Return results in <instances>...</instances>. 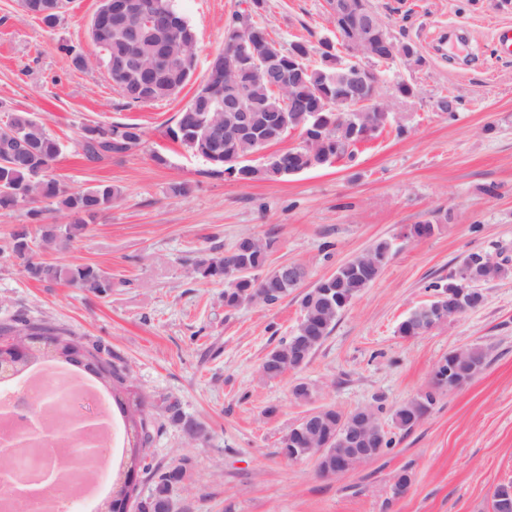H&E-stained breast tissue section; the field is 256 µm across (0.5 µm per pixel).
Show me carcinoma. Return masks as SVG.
Here are the masks:
<instances>
[{
    "label": "carcinoma",
    "instance_id": "carcinoma-1",
    "mask_svg": "<svg viewBox=\"0 0 512 512\" xmlns=\"http://www.w3.org/2000/svg\"><path fill=\"white\" fill-rule=\"evenodd\" d=\"M161 13L175 16V32L168 35L172 53L167 68L159 73L147 87L138 81L112 77L122 97L129 103H138L141 97L156 102L177 94L191 79L197 42L196 32L189 21L176 9L174 0H156ZM357 18L347 15L334 20L336 41H323L312 46L297 41L284 48L271 38L262 21L252 14L234 13L224 32V48L208 62V69H216L220 77L206 76L193 98L178 112L175 124L168 129L171 139L192 153L205 158L214 166L213 172L226 174L239 181L256 179L279 180L306 171L312 160L328 163L344 157H352L358 146L355 133L360 123L367 120L371 125L367 139L377 136L393 120L385 109L372 108L361 114L350 110L346 100H365L378 95L380 81L367 72L352 70L350 53L352 30ZM90 35L103 52L105 65L121 58L128 52L127 44L108 29L96 26L91 19ZM373 50L382 56L381 62L400 59L408 64L421 66L424 59L409 42L391 40L390 45L375 33H370ZM296 52L303 62L293 74V88L282 93L273 87L266 71V63L274 66L288 64L289 52ZM157 52L155 30L143 34L138 46L142 62L148 63ZM229 96L240 97L243 107L252 116L255 126L262 130L269 143H276L290 130L299 131L301 145L282 153L285 167L269 162L258 165L249 163V157L262 146L250 138L225 133L211 140L206 130L224 119V100ZM143 142V131L135 123L97 124L85 129L78 147L85 159L99 161L112 156H123L138 148ZM62 151L60 142L49 135L29 112H10L4 126H0V211L26 209V217L39 225L38 235L32 236L25 224H17L9 232L8 240L0 246V264L21 267L29 277L48 282L61 281L95 295H103L112 288L110 277L88 264H60L40 258L44 252H60L81 237L89 221L110 209L121 196V190L112 184H98L87 188H70L51 174L53 162ZM54 213L63 222H46V214ZM273 242L255 243L254 237L243 236L230 252L208 254L197 258L194 271L207 281L222 282L224 306L238 308L258 288L257 278L262 276L274 289L268 303L274 304L300 287L293 281L275 282L277 270L259 274L267 264ZM391 253V243L382 240L375 243L363 257L366 263L356 264L349 260L340 265L330 276L319 280L300 298L301 318L292 337L315 336L319 347L329 336L337 318L351 301L368 288ZM248 274L226 275V262ZM512 275L508 259L498 261L480 273L478 282L489 283ZM324 288L339 289L338 301L329 304L321 299ZM440 323L436 312H417L398 328L402 336H419ZM40 336L42 340L31 343L26 356L19 361L0 360V378L17 375L40 357L53 353L61 363L78 372L97 378L109 389L118 411L137 429V443L130 449V465L123 472L118 490L102 504L101 512H127L130 499L138 485L129 481L132 471L139 469L147 474L148 449L151 443V426L143 417L145 399L132 392L125 370L102 356L98 346L88 347L67 332L46 322L11 320L0 323V345L24 334ZM291 340L273 348L266 356L270 370L262 373L266 379H276L287 371H298L301 366L289 358ZM487 355L483 348L472 349L471 361L454 370L462 378L480 371L486 365ZM439 374L445 382H436L433 390L407 401L393 415L395 426L405 432L412 429V412L427 414L444 391L457 388L446 378L448 366ZM172 419L182 425L185 433L197 436L200 426L186 420L176 402L168 404ZM188 479V468L182 463L158 475L154 492L136 503L137 512H170L172 489Z\"/></svg>",
    "mask_w": 512,
    "mask_h": 512
}]
</instances>
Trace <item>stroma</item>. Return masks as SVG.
<instances>
[{
    "instance_id": "obj_1",
    "label": "stroma",
    "mask_w": 512,
    "mask_h": 512,
    "mask_svg": "<svg viewBox=\"0 0 512 512\" xmlns=\"http://www.w3.org/2000/svg\"><path fill=\"white\" fill-rule=\"evenodd\" d=\"M196 30L195 70L174 97L126 104L102 64L88 28L99 0H71L55 27L0 0V123L29 112L63 145L52 172L72 188L109 183L120 199L84 236L49 262L88 263L112 276L104 295L61 282H38L0 266V322L44 320L100 346L124 367L148 403L153 438L148 461L166 470L186 463L174 487V512H492V494L512 482V277L484 285L485 301L426 334L398 326L434 298L462 258L482 251L512 259V54L498 33L512 28L500 0H368L394 38L414 43L419 67L390 63L381 88L398 129L361 144L353 157L279 181L241 182L216 175L167 133L224 46V28L245 0H175ZM263 15L282 46L335 39L327 0H265ZM86 56L73 68L69 53ZM415 86L400 100L395 85ZM459 100L455 115L437 106ZM136 123L132 152L87 161L77 143L96 124ZM166 156L157 165L154 154ZM185 181V197L168 193ZM437 221L433 236L412 225ZM252 235L273 242L269 267L301 266V290L277 303L224 305V286L201 279L193 262L231 251ZM392 253L379 276L340 315L301 370L267 381L265 354L291 336L302 289L331 275L379 240ZM479 345L485 368L440 394L412 429L394 411L432 387L448 352ZM309 384L296 400L295 382ZM179 402L203 431L187 441L166 406ZM380 408L393 439L383 454L335 477L310 459L289 460L282 439L308 412ZM410 485L395 494L399 474Z\"/></svg>"
}]
</instances>
